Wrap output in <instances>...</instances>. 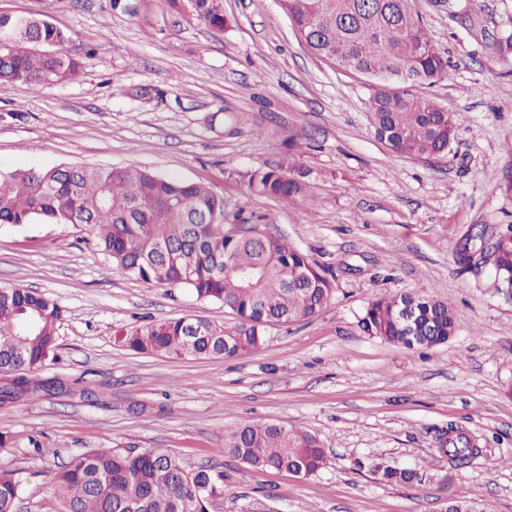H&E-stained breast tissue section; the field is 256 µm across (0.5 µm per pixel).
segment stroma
Returning <instances> with one entry per match:
<instances>
[{"mask_svg":"<svg viewBox=\"0 0 512 512\" xmlns=\"http://www.w3.org/2000/svg\"><path fill=\"white\" fill-rule=\"evenodd\" d=\"M0 0V14L50 21L65 52L93 48L75 79L0 90V171L134 166L208 185L226 215L282 236L326 270L335 291L317 316L272 325L232 359L120 347L117 328L178 317L233 325L231 310L182 288L128 276L75 224L0 225V284L64 309L56 360L36 371L70 390L0 406V467L20 470L18 512H58L53 473L92 448L156 449L190 470H224L219 512H442L439 483L386 482L384 458L448 477L454 491L512 512V292L464 270L456 243L512 224V0H412L450 78L414 91L459 118L445 156L391 153L370 122L374 78L316 55L279 0H223V30L177 23L169 0ZM148 89L145 97L133 96ZM244 114L239 123L228 122ZM289 162L311 197L249 189L247 171ZM448 301L456 332L410 350L368 335L380 295ZM241 421L285 422L329 462L302 477L243 476L224 450ZM457 428L484 454L457 467L438 454Z\"/></svg>","mask_w":512,"mask_h":512,"instance_id":"1","label":"stroma"}]
</instances>
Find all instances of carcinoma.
<instances>
[{
	"label": "carcinoma",
	"instance_id": "cac0c4a2",
	"mask_svg": "<svg viewBox=\"0 0 512 512\" xmlns=\"http://www.w3.org/2000/svg\"><path fill=\"white\" fill-rule=\"evenodd\" d=\"M411 0H280L292 25L318 55L375 78L401 71L394 85L381 82L370 98L375 135L393 153L413 158L448 153L457 116L409 86L431 85L448 74L425 33ZM191 17L224 30V13L213 0H194ZM13 37L0 47V89L23 84L37 89L77 76L84 62L39 50L61 45L68 35L45 19L0 15ZM0 172V224H81L98 248L129 276L147 284L186 288L199 301L231 309L226 327L206 318L151 322L114 333L135 351L174 357L232 358L265 343L266 327L313 317L330 302L325 270L282 237L255 236L240 227L224 236V200L210 187L137 167L76 166ZM248 186L282 200L308 195L304 175L289 165L257 169ZM217 223L210 224L208 220ZM488 257L495 281L512 287V225L490 236ZM63 307L38 291L0 286V402L45 391L30 377L54 355ZM363 329L408 349L448 342L455 331L451 306L416 294L379 296L368 303ZM225 451L243 472L283 469L308 477L327 465L316 437L285 422H240L224 433ZM438 453L463 465L482 449L468 435L448 430ZM374 470L390 483L421 485L424 473L380 461ZM23 489L19 471L0 468V512H17ZM51 491L59 512H215L224 500V472L188 471L173 456L99 448L73 456L54 473ZM453 512H487L482 504L449 495Z\"/></svg>",
	"mask_w": 512,
	"mask_h": 512
}]
</instances>
